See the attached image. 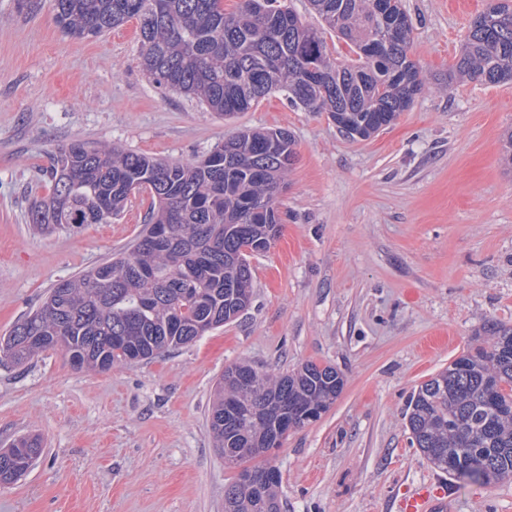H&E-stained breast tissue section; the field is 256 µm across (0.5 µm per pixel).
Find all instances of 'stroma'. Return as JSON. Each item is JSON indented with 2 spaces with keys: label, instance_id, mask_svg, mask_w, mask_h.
Listing matches in <instances>:
<instances>
[{
  "label": "stroma",
  "instance_id": "35a3bbf8",
  "mask_svg": "<svg viewBox=\"0 0 512 512\" xmlns=\"http://www.w3.org/2000/svg\"><path fill=\"white\" fill-rule=\"evenodd\" d=\"M425 87L367 141L274 93L224 119L140 66L129 21L66 36L50 0H0V333L59 280L126 248L150 205L108 224L41 234L27 212L74 140L171 160L205 155L241 128H284L297 161L278 198L280 237L251 257L253 302L236 321L150 361L74 368L47 351L0 358V448L40 435L42 453L0 486V512H224L225 467L208 428L210 390L246 362L286 372L335 367L344 387L290 431L274 462L285 512H395L407 485L437 478L453 512H512V478L464 482L434 468L406 427L417 387L483 324H512V84L447 82L484 0H403Z\"/></svg>",
  "mask_w": 512,
  "mask_h": 512
}]
</instances>
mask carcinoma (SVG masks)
Returning a JSON list of instances; mask_svg holds the SVG:
<instances>
[{"instance_id":"1","label":"carcinoma","mask_w":512,"mask_h":512,"mask_svg":"<svg viewBox=\"0 0 512 512\" xmlns=\"http://www.w3.org/2000/svg\"><path fill=\"white\" fill-rule=\"evenodd\" d=\"M312 27L280 0H52L71 38H99L130 19L139 24L140 65L168 91L220 117L246 112L273 92L325 112L353 141H366L408 111L424 87L412 58L402 0H308ZM331 31L349 54L329 53ZM512 83V0H485L465 34L448 81ZM297 160L286 129H247L198 159L169 161L75 140L52 157L49 193L29 223L45 232L108 224L141 192L150 195L133 243L93 268L62 279L39 307L0 337V353L23 366L60 350L73 366L109 371L189 345L236 320L251 305L249 257L266 253L282 219L277 198ZM483 341L422 382L405 414L412 443L437 469L471 483L512 477V324L489 320ZM344 385L333 366L290 372L225 368L208 410L224 466L279 448L288 431L321 416ZM28 435L0 450V485L23 476L40 456ZM454 468L448 469V460ZM281 478L224 488V512H283Z\"/></svg>"}]
</instances>
